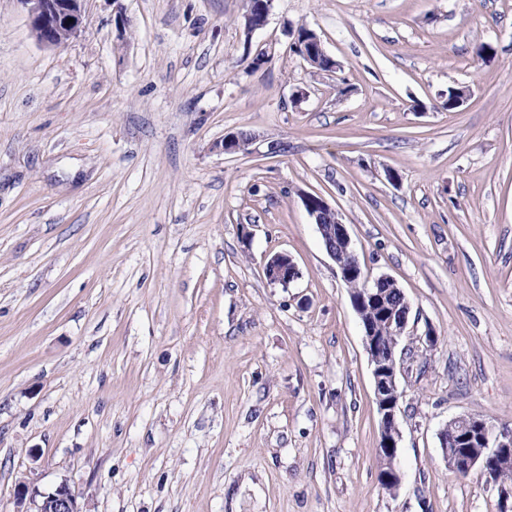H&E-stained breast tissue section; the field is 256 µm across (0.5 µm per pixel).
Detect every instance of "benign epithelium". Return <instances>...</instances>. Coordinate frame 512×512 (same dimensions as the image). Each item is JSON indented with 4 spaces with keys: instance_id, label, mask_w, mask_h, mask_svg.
<instances>
[{
    "instance_id": "1",
    "label": "benign epithelium",
    "mask_w": 512,
    "mask_h": 512,
    "mask_svg": "<svg viewBox=\"0 0 512 512\" xmlns=\"http://www.w3.org/2000/svg\"><path fill=\"white\" fill-rule=\"evenodd\" d=\"M27 15L30 30L36 41L46 47L62 48L75 38L85 19L87 0H17ZM246 11L243 18L249 22L247 36L263 28L273 10L274 0H245ZM256 141L254 135L233 134L224 138L221 148L226 153L248 150ZM305 210L315 224L329 257L335 262L341 277L362 279L364 273L352 245L351 237L339 220L323 223V217L335 213L322 195L310 192L301 194ZM347 257L349 264L341 262ZM264 272L269 282L284 287L299 276V269L286 253L273 255L265 264ZM358 315H363L364 306L371 304L381 308L382 321L376 325L362 322L363 342L375 384V400L380 415L381 443L387 455L388 470L381 476L383 484L400 485L401 474L396 466L400 441L398 413L400 412L403 391L398 383L399 368L396 346L386 347L379 340L380 332L388 329L394 336H402L408 324L409 303H404V312L395 317L385 308L383 295L364 288L351 298ZM454 427L461 441L479 439L483 444L477 452L470 447L450 448L448 440H443V455L451 463V468L460 476L466 477L478 470L491 481H496L501 466L512 460V431H496L495 426L485 419L475 416H462L454 419ZM19 503H28L24 512H86L84 504L63 480L47 491L31 489L22 484L16 490Z\"/></svg>"
}]
</instances>
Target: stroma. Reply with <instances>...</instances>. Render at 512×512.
<instances>
[{
  "label": "stroma",
  "mask_w": 512,
  "mask_h": 512,
  "mask_svg": "<svg viewBox=\"0 0 512 512\" xmlns=\"http://www.w3.org/2000/svg\"><path fill=\"white\" fill-rule=\"evenodd\" d=\"M244 11L88 0L50 48L0 0V512L63 480L88 512H499L440 434L512 430V0H275L250 37ZM300 25L339 69L290 51ZM305 191L410 303L393 493ZM264 272L269 282L284 287L299 276V269L293 259L285 253L273 255L265 264Z\"/></svg>",
  "instance_id": "1"
}]
</instances>
